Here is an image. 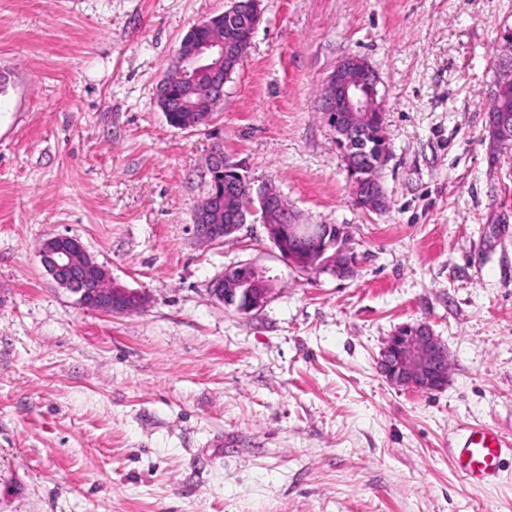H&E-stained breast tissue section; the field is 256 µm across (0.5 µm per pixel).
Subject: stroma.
<instances>
[{"label":"stroma","mask_w":512,"mask_h":512,"mask_svg":"<svg viewBox=\"0 0 512 512\" xmlns=\"http://www.w3.org/2000/svg\"><path fill=\"white\" fill-rule=\"evenodd\" d=\"M228 0H0V512H512L457 472L452 443L512 441V149L485 104L512 0H261L262 21L199 125L157 104L183 36ZM379 73L390 207L352 199L323 82ZM222 148L306 224H338L347 277L285 261L259 216L210 242L194 213ZM78 238L147 308L82 307L40 262ZM250 263L258 310L212 294ZM424 322L439 392L377 357Z\"/></svg>","instance_id":"35a3bbf8"}]
</instances>
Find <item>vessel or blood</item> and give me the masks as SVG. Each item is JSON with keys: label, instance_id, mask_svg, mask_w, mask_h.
<instances>
[{"label": "vessel or blood", "instance_id": "obj_1", "mask_svg": "<svg viewBox=\"0 0 512 512\" xmlns=\"http://www.w3.org/2000/svg\"><path fill=\"white\" fill-rule=\"evenodd\" d=\"M506 449L498 431L488 427L470 428L455 443L454 466L471 484L489 486L500 478V463Z\"/></svg>", "mask_w": 512, "mask_h": 512}]
</instances>
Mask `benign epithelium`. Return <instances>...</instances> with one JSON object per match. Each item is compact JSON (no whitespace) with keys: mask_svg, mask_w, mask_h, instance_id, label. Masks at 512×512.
Here are the masks:
<instances>
[{"mask_svg":"<svg viewBox=\"0 0 512 512\" xmlns=\"http://www.w3.org/2000/svg\"><path fill=\"white\" fill-rule=\"evenodd\" d=\"M239 18L244 19L251 30H256L261 21L259 0H231L230 7L223 13L200 22L194 29L227 24L235 31ZM242 55V44L233 34L225 38L198 40L190 32L177 50L174 73L189 82L204 80L209 96L222 99L224 84ZM372 72L374 69L367 61L351 55L342 59L324 82L321 108L327 112L333 125L345 131L350 140L361 138L373 113L383 108V99L378 97L377 89L367 85V78ZM168 85L169 82L164 81L158 90L162 112L167 115L176 106L187 110L185 99L173 103L168 95ZM388 161L389 156L384 155L373 163H348L353 201L357 207L371 211L380 209V181ZM207 169L214 180L227 170H236L244 193L253 204L245 209L225 210L222 224L197 223L196 230L202 237L220 242L244 226L245 214L258 212L281 257L295 267H306L312 260L310 251L296 247L297 242L319 241L331 234L335 237L334 251L331 257L320 263V268L337 275L356 264L344 229L333 231L328 224L299 223L294 212L283 206L277 188L270 183L253 184L233 156L216 150L208 159ZM39 256L53 279L78 295L79 303L86 308L124 314L142 309L148 301L144 292L111 282L105 270L93 262L80 241L73 237L59 235L46 240L40 247ZM212 293L221 303L247 312L263 307L270 297L271 288L261 270L245 265L238 274L217 279ZM378 364L391 384L405 390L432 392L448 385V351L425 323L398 327L382 348Z\"/></svg>","mask_w":512,"mask_h":512,"instance_id":"7a95c632","label":"benign epithelium"}]
</instances>
